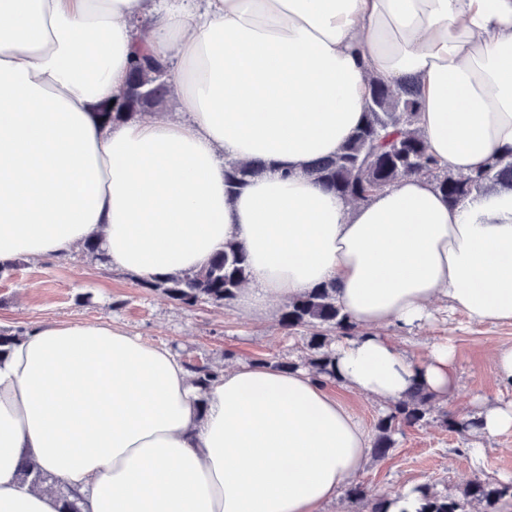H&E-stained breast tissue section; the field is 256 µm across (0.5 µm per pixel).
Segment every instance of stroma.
Here are the masks:
<instances>
[{"label": "stroma", "mask_w": 512, "mask_h": 512, "mask_svg": "<svg viewBox=\"0 0 512 512\" xmlns=\"http://www.w3.org/2000/svg\"><path fill=\"white\" fill-rule=\"evenodd\" d=\"M282 308V302H273L267 314L256 319L234 303L185 309L141 287L135 276L80 250L64 258H24L0 276V329L25 334L43 321L106 319L149 343L170 347L185 363L300 360L306 354L304 340L281 329ZM383 333L416 359L430 340L448 338L459 353L458 386L447 402L435 406L424 426L403 429L385 457L368 459L358 480L369 498L396 499L426 483L457 497L477 477L512 481V432L480 439L449 431L441 421L446 411L473 414L484 402L512 400V389H501L491 374V356L499 345L512 342V324L477 325L437 309L414 331L390 326ZM477 440L485 448L478 459L469 453Z\"/></svg>", "instance_id": "obj_1"}]
</instances>
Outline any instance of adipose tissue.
<instances>
[{
  "mask_svg": "<svg viewBox=\"0 0 512 512\" xmlns=\"http://www.w3.org/2000/svg\"><path fill=\"white\" fill-rule=\"evenodd\" d=\"M175 65L179 112L105 126L139 45ZM414 83L429 153L458 174L512 152V0H0V265L99 242L144 279L248 255L249 316L335 282L365 331L336 374L387 407L446 400L458 352L410 358L435 300L512 324V191L449 206L408 175L355 205L307 171L364 118L370 78ZM262 175L227 196L228 162ZM369 435L305 368H224L207 391L167 346L112 321L43 322L0 358V512H320Z\"/></svg>",
  "mask_w": 512,
  "mask_h": 512,
  "instance_id": "adipose-tissue-1",
  "label": "adipose tissue"
}]
</instances>
